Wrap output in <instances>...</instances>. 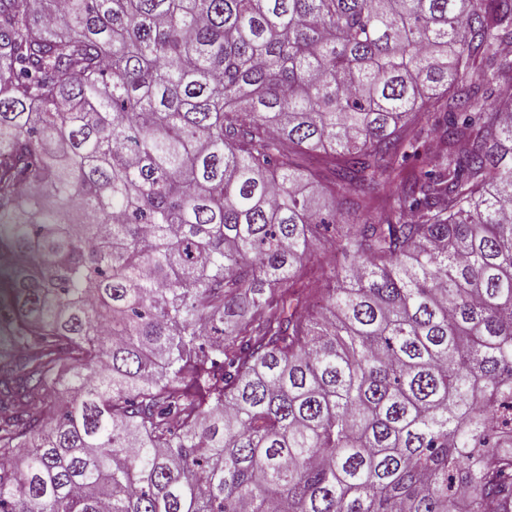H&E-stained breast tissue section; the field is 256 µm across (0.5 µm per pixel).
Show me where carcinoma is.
Here are the masks:
<instances>
[{
	"instance_id": "carcinoma-1",
	"label": "carcinoma",
	"mask_w": 512,
	"mask_h": 512,
	"mask_svg": "<svg viewBox=\"0 0 512 512\" xmlns=\"http://www.w3.org/2000/svg\"><path fill=\"white\" fill-rule=\"evenodd\" d=\"M506 44L512 0H0V512H512ZM304 156L403 180L348 265Z\"/></svg>"
}]
</instances>
